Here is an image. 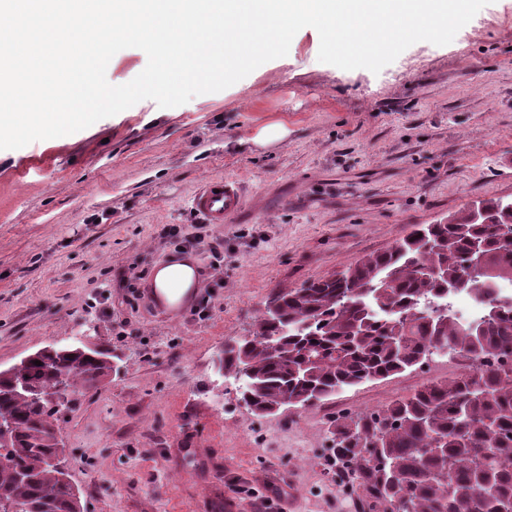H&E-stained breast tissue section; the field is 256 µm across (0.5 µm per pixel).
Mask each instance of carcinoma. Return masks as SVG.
Returning <instances> with one entry per match:
<instances>
[{
  "label": "carcinoma",
  "instance_id": "carcinoma-1",
  "mask_svg": "<svg viewBox=\"0 0 512 512\" xmlns=\"http://www.w3.org/2000/svg\"><path fill=\"white\" fill-rule=\"evenodd\" d=\"M512 202L491 199L418 224L386 251L277 292L244 340L224 344V377L257 415L306 408L336 392L445 355L468 371L412 396L331 421L336 476L360 512H512ZM469 293L480 320L457 317ZM41 365H35V362ZM114 369L112 350L48 345L0 370V512H74L59 415Z\"/></svg>",
  "mask_w": 512,
  "mask_h": 512
}]
</instances>
